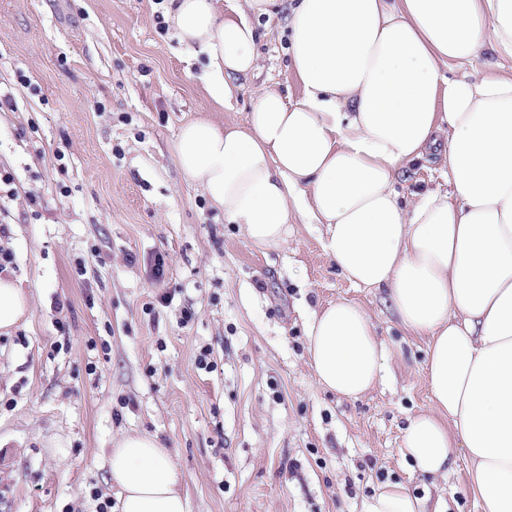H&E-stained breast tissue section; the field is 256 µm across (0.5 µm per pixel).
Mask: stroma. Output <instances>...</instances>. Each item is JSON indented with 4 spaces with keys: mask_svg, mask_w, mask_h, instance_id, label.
I'll use <instances>...</instances> for the list:
<instances>
[{
    "mask_svg": "<svg viewBox=\"0 0 512 512\" xmlns=\"http://www.w3.org/2000/svg\"><path fill=\"white\" fill-rule=\"evenodd\" d=\"M162 0H0V249L32 295L0 333V512H98L116 500L106 458L148 432L184 474L192 512H360L388 482L479 512L463 449L447 476L400 455L408 417L430 413L427 340L384 290L353 286L316 225L262 251L171 150L199 114L246 122L258 93L298 98L284 17L261 69L215 104ZM162 277H155L157 257ZM339 299L371 318L384 372L361 398L320 387L305 317ZM206 354L208 368L197 365Z\"/></svg>",
    "mask_w": 512,
    "mask_h": 512,
    "instance_id": "stroma-1",
    "label": "stroma"
}]
</instances>
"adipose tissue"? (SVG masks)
Returning a JSON list of instances; mask_svg holds the SVG:
<instances>
[{
    "label": "adipose tissue",
    "instance_id": "1",
    "mask_svg": "<svg viewBox=\"0 0 512 512\" xmlns=\"http://www.w3.org/2000/svg\"><path fill=\"white\" fill-rule=\"evenodd\" d=\"M287 7L285 32L302 94L264 89L246 124L200 117L172 149L257 248L282 249L296 221L324 227L323 246L351 284L385 289L404 330L427 339L435 409L410 418L401 454L426 476L463 448L480 512H512V73L451 78L485 51L512 58V0H168L182 44L207 59L204 81L231 106L238 78L260 68L252 21ZM437 162L448 189L413 200L401 169ZM31 296L0 272V330ZM318 384L355 399L383 369L369 316L339 300L305 322ZM120 512H189L183 478L156 436L121 437L108 454ZM362 512H443L401 482Z\"/></svg>",
    "mask_w": 512,
    "mask_h": 512
}]
</instances>
